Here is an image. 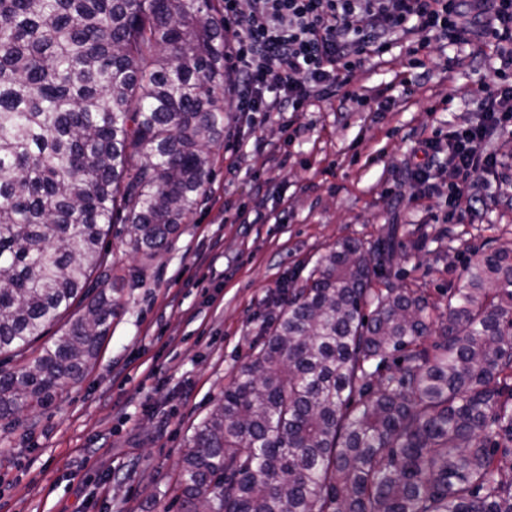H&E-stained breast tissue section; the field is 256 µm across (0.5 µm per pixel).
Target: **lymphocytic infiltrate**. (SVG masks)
Here are the masks:
<instances>
[{
    "label": "lymphocytic infiltrate",
    "instance_id": "obj_1",
    "mask_svg": "<svg viewBox=\"0 0 512 512\" xmlns=\"http://www.w3.org/2000/svg\"><path fill=\"white\" fill-rule=\"evenodd\" d=\"M224 30L238 62L239 106L251 116L301 112L343 88L359 106L388 112L397 96L377 104L366 90L349 87L363 60L400 43L410 55L428 56L437 33L456 44L495 43L500 65L484 89L482 121L418 138L411 149L412 178L424 189L440 153L448 155L455 207L442 223L477 216L471 190L499 165L487 144L512 132V0H224Z\"/></svg>",
    "mask_w": 512,
    "mask_h": 512
}]
</instances>
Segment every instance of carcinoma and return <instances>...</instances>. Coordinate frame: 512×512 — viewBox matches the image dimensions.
<instances>
[{
	"label": "carcinoma",
	"mask_w": 512,
	"mask_h": 512,
	"mask_svg": "<svg viewBox=\"0 0 512 512\" xmlns=\"http://www.w3.org/2000/svg\"><path fill=\"white\" fill-rule=\"evenodd\" d=\"M223 0H0V356L86 312L18 370L0 419L48 407L99 356L89 297L114 216L152 258L207 191L224 135ZM343 238L267 323L194 429L186 512H512V242L466 261L444 311L372 287Z\"/></svg>",
	"instance_id": "cac0c4a2"
}]
</instances>
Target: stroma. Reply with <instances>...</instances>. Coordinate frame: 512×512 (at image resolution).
<instances>
[{
  "label": "stroma",
  "mask_w": 512,
  "mask_h": 512,
  "mask_svg": "<svg viewBox=\"0 0 512 512\" xmlns=\"http://www.w3.org/2000/svg\"><path fill=\"white\" fill-rule=\"evenodd\" d=\"M496 64L492 46L435 40L415 68L401 45L385 63L358 65L351 85L391 95L407 79V102L367 112L340 93L288 113L287 131L275 116L251 127L228 91L209 189L167 250L145 260L125 233L106 240L100 287L120 307L94 366L49 408L0 421V512H184L175 495L195 427L250 361L268 312L336 240L373 246L395 234L385 280L447 303L472 250L512 241V183L488 174L495 193L472 189L479 216L440 223L448 180L436 176L418 194L411 146L477 122ZM260 139L276 150L255 151ZM230 143L237 153H225ZM402 192L413 203H401Z\"/></svg>",
  "instance_id": "35a3bbf8"
}]
</instances>
